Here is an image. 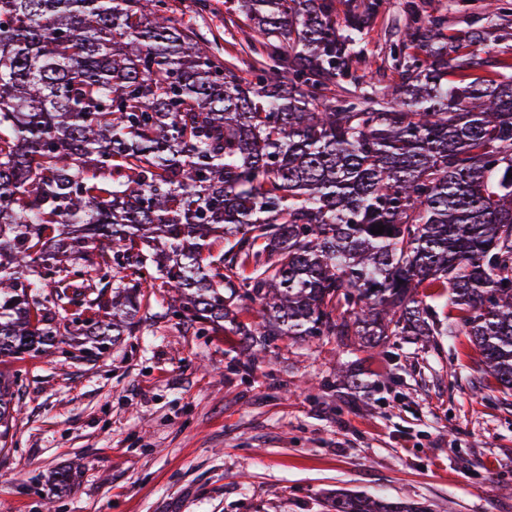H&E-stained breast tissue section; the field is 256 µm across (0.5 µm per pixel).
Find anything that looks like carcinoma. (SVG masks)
Masks as SVG:
<instances>
[{"mask_svg": "<svg viewBox=\"0 0 512 512\" xmlns=\"http://www.w3.org/2000/svg\"><path fill=\"white\" fill-rule=\"evenodd\" d=\"M236 2L244 77L168 0H0V356L99 353L158 280L250 363L283 337L372 350L454 335L424 303L439 288L512 390V62L475 77L489 32L413 13L382 89L356 75L382 0L341 29L334 0ZM18 386L0 381L3 442ZM325 508L431 512L343 490Z\"/></svg>", "mask_w": 512, "mask_h": 512, "instance_id": "carcinoma-1", "label": "carcinoma"}]
</instances>
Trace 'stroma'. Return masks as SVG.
<instances>
[{
	"label": "stroma",
	"instance_id": "35a3bbf8",
	"mask_svg": "<svg viewBox=\"0 0 512 512\" xmlns=\"http://www.w3.org/2000/svg\"><path fill=\"white\" fill-rule=\"evenodd\" d=\"M210 4L175 0L182 22L238 51L248 31L228 26L231 0ZM412 9L445 16L452 35L491 30L484 73L512 47V23L487 18L483 0H384L365 35L367 82L400 84L390 50ZM138 317L95 357H0V379H23L0 447V512H324L339 489L512 512V391L468 336L407 337L391 359L332 336L285 338L252 365L243 337L183 323L164 288L147 289ZM58 473L65 484L51 483Z\"/></svg>",
	"mask_w": 512,
	"mask_h": 512
}]
</instances>
